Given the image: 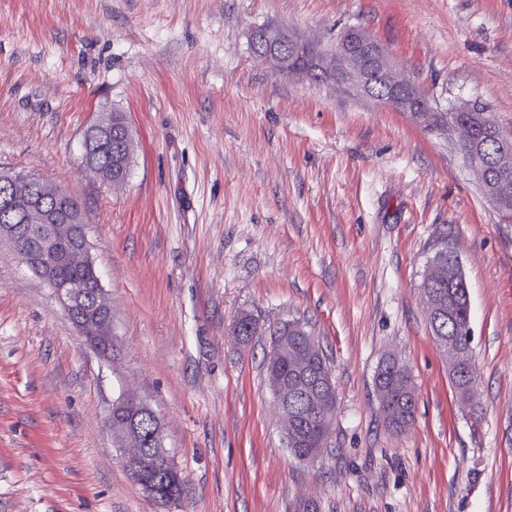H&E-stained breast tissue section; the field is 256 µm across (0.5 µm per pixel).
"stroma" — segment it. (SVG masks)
Returning <instances> with one entry per match:
<instances>
[{
  "label": "stroma",
  "mask_w": 512,
  "mask_h": 512,
  "mask_svg": "<svg viewBox=\"0 0 512 512\" xmlns=\"http://www.w3.org/2000/svg\"><path fill=\"white\" fill-rule=\"evenodd\" d=\"M363 28L445 112L512 133V0H0V171L71 195L121 344L107 362L48 288L0 254V512H512V223L453 136L257 59L259 28L329 48ZM134 135L122 186L89 170L100 115ZM471 307L481 418L458 404L422 280L440 232ZM297 320L329 359L328 445L296 459L265 381ZM395 355L418 400L402 433L374 384ZM147 401L186 484L147 498L106 415Z\"/></svg>",
  "instance_id": "obj_1"
}]
</instances>
